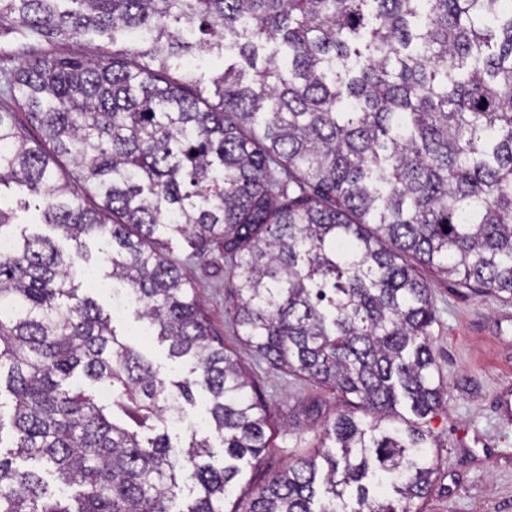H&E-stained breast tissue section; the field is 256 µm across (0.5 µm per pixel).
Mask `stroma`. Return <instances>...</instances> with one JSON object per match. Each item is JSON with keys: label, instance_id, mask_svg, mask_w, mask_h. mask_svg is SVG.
Instances as JSON below:
<instances>
[{"label": "stroma", "instance_id": "obj_1", "mask_svg": "<svg viewBox=\"0 0 512 512\" xmlns=\"http://www.w3.org/2000/svg\"><path fill=\"white\" fill-rule=\"evenodd\" d=\"M0 199L13 208L16 229L52 235L51 227L39 223L36 201L26 188L13 184L0 189ZM167 249L171 258L184 262L213 336L239 356L268 405L262 463L244 466L224 503L226 512H233L287 466L291 452L318 446L324 421L333 420L346 405L329 388L270 368L240 343L233 319V262L223 248L214 245L195 256L177 235ZM418 273L428 283L434 303L429 333L446 388L443 407L429 423L435 436L436 481L419 507L421 512H512V418L497 411L499 391L512 385V300L473 293L423 266ZM116 324L162 377L179 381L187 376V366L169 359L166 344L139 333L134 313ZM313 402L320 408L315 421L306 414Z\"/></svg>", "mask_w": 512, "mask_h": 512}]
</instances>
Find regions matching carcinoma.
<instances>
[{"label": "carcinoma", "instance_id": "carcinoma-1", "mask_svg": "<svg viewBox=\"0 0 512 512\" xmlns=\"http://www.w3.org/2000/svg\"><path fill=\"white\" fill-rule=\"evenodd\" d=\"M44 38L112 36V54L30 52L0 77V186L73 243L21 232L0 255V512H224L266 448V404L213 345L163 237L236 259L234 319L272 368L349 406L243 512H419L436 460L423 425L444 387L416 262L512 299V8L506 0H0ZM231 59L209 95L194 62ZM27 115V123L16 111ZM39 131L32 137L29 128ZM67 159L72 170L64 168ZM449 231H444V227ZM136 316L187 361L167 383L84 292L86 240ZM81 374L101 400L67 382ZM209 394V435L171 444ZM224 448L216 467L210 437ZM75 488L61 500L52 481ZM195 403L193 405L184 404V411L182 413V423L176 427L169 428L168 433L173 443L184 444L193 430L198 431L199 434L205 432V417H206V403L207 393L200 387L194 388ZM201 420L203 424H201Z\"/></svg>", "mask_w": 512, "mask_h": 512}]
</instances>
